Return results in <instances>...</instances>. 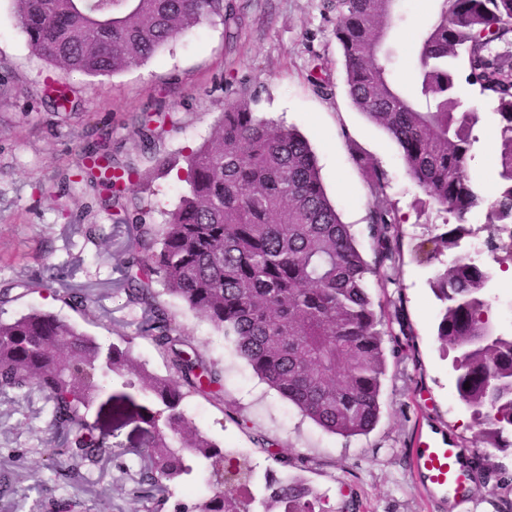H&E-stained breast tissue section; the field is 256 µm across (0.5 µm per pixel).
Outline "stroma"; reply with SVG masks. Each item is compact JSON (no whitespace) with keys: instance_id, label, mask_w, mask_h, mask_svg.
I'll return each mask as SVG.
<instances>
[{"instance_id":"35a3bbf8","label":"stroma","mask_w":512,"mask_h":512,"mask_svg":"<svg viewBox=\"0 0 512 512\" xmlns=\"http://www.w3.org/2000/svg\"><path fill=\"white\" fill-rule=\"evenodd\" d=\"M435 7V0H397L391 45L401 84L414 82L411 35L430 22ZM334 23L323 0H237L232 29L204 24L145 64L114 76L75 78L78 110L64 114L55 111L47 91L54 70L31 54L6 0H0V77L12 87L0 97V280L19 283L14 300L0 305V318L36 307L109 341L126 333L134 338L136 356L154 372L169 374L152 341L135 333L142 309L126 303L135 228L114 223L86 186L54 196L48 189L78 162L90 125H106L114 162L138 173L150 221L163 223L184 187L177 172L185 156L208 138L226 107L250 98L254 112L296 127L309 141L329 199L358 237L366 235L369 197L349 142L387 172L392 198L406 217L396 287L414 349L389 361L375 429L345 439L303 418L261 382L211 323L164 294L161 302L223 375L225 406L196 396L186 406L218 442L246 449L258 470L307 479L322 494L325 512H340L352 492L364 512H500L503 499L512 500V453L473 444L472 412L459 400L452 361L441 355L435 338L440 303L431 282L442 262L420 261L413 252L420 239L444 231L450 216L432 203L416 208L422 192L407 175L399 147L351 104ZM316 77L328 81L329 95L314 91ZM457 94L464 108L480 116L470 174L487 196H495V106L463 81ZM158 111L165 119L154 123L150 144H143L140 121ZM482 264L494 277L493 322L511 331L512 270L501 272L489 254ZM69 289L88 294L91 316L64 306L59 296ZM430 423L447 433L464 461L492 471L487 482L472 484L465 500L442 502L418 486L411 448L418 427ZM107 432L119 459L105 471L88 473L81 485H67L56 481L50 467L64 446L48 427L41 395H0V469L15 475L12 493L0 498V512H44L42 485L50 480L57 483V497L77 501L74 512H130L137 489L125 474V451L147 437L132 424H113ZM266 441L271 450L263 449Z\"/></svg>"}]
</instances>
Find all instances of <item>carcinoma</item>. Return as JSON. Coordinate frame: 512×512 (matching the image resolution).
I'll list each match as a JSON object with an SVG mask.
<instances>
[{
	"label": "carcinoma",
	"instance_id": "cac0c4a2",
	"mask_svg": "<svg viewBox=\"0 0 512 512\" xmlns=\"http://www.w3.org/2000/svg\"><path fill=\"white\" fill-rule=\"evenodd\" d=\"M30 51L59 71L53 105L73 108L74 76H109L150 60L176 37L204 24L229 27L233 0H8ZM436 17L413 35L417 73L412 91L392 73L387 37L396 0H324L336 15L348 97L397 143L412 181L428 200L454 216L451 230L418 245L432 259L468 232V215L487 207V243L503 268L512 265V55L493 53L512 41V0H438ZM495 103L499 117L498 195L488 200L469 173L478 112L462 108L457 75ZM112 132L93 126L75 180L90 186L100 205L118 206L136 225L140 270L124 288L143 310L137 333L149 337L178 373L151 371L133 354L134 337L98 340L77 323L33 308L0 319V394L45 399L50 429L64 445L82 449L68 469L101 468L116 456L90 445L80 428L96 396L119 382L143 395L120 396L112 413L153 429L134 456L135 482L166 512L171 490L204 473L205 491L174 512H316L321 495L306 479H270L266 493L244 501L255 465L226 451L184 406L191 395L224 404L221 370L206 363L159 300L155 282L222 332L254 373L303 417L344 438L362 436L381 413L389 357L410 349V331L385 291L401 262L405 222L386 171L352 143L350 153L369 195L367 231L373 261L358 248L350 225L326 195L314 154L292 127L252 111L246 98L224 110L210 137L186 156L184 182L165 222L145 223L130 170L107 149ZM491 276L467 254L437 273L440 302L435 335L443 356L458 352L456 391L481 427L485 443L512 448V333L491 321L486 289ZM89 315L84 294L59 296ZM392 343L388 348L385 342ZM470 388H464L465 384Z\"/></svg>",
	"mask_w": 512,
	"mask_h": 512
}]
</instances>
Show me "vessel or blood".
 I'll return each instance as SVG.
<instances>
[{
  "label": "vessel or blood",
  "instance_id": "1",
  "mask_svg": "<svg viewBox=\"0 0 512 512\" xmlns=\"http://www.w3.org/2000/svg\"><path fill=\"white\" fill-rule=\"evenodd\" d=\"M412 456L417 476L426 491L442 499L463 496L469 484L468 475L447 437L426 436L424 441L415 442Z\"/></svg>",
  "mask_w": 512,
  "mask_h": 512
}]
</instances>
